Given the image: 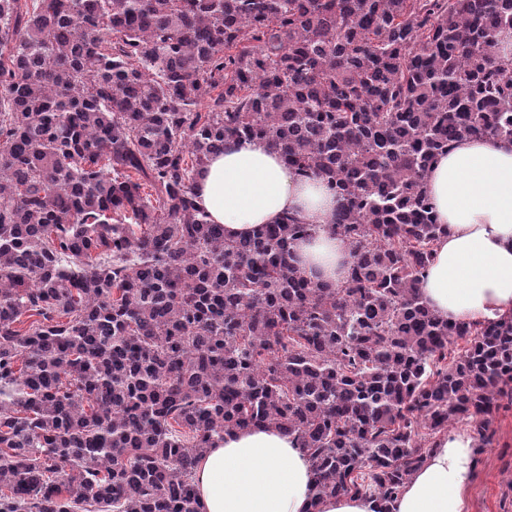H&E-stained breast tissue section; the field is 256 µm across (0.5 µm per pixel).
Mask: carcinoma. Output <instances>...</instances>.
I'll return each instance as SVG.
<instances>
[{
  "instance_id": "1",
  "label": "carcinoma",
  "mask_w": 512,
  "mask_h": 512,
  "mask_svg": "<svg viewBox=\"0 0 512 512\" xmlns=\"http://www.w3.org/2000/svg\"><path fill=\"white\" fill-rule=\"evenodd\" d=\"M512 0H0V512H202L198 459L266 426L307 512H390L448 427L512 397V316L423 301V179L512 140ZM264 140L339 207L346 281L308 278L288 216L227 238L194 202ZM375 502L368 498L338 497L326 500L321 512H374Z\"/></svg>"
}]
</instances>
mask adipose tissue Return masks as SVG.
Instances as JSON below:
<instances>
[{
  "label": "adipose tissue",
  "instance_id": "adipose-tissue-1",
  "mask_svg": "<svg viewBox=\"0 0 512 512\" xmlns=\"http://www.w3.org/2000/svg\"><path fill=\"white\" fill-rule=\"evenodd\" d=\"M439 223L448 227L419 284L441 318L472 321L512 315V141L466 139L439 157L423 179ZM195 203L225 236L254 234L291 215L318 225L294 249L315 280L345 281L347 241L327 232L336 195L322 179L300 178L266 141L230 140L196 177ZM475 474L473 440L438 441L392 505V512H468ZM311 466L287 435L270 427L225 434L199 460L194 484L202 512H307Z\"/></svg>",
  "mask_w": 512,
  "mask_h": 512
}]
</instances>
